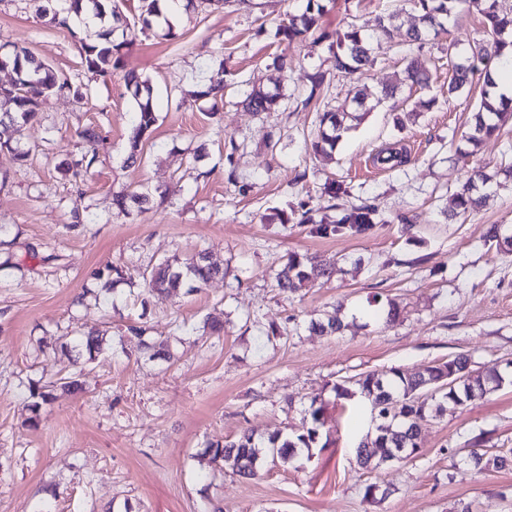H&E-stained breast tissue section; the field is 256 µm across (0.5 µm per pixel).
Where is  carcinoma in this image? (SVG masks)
Returning a JSON list of instances; mask_svg holds the SVG:
<instances>
[{"label": "carcinoma", "mask_w": 512, "mask_h": 512, "mask_svg": "<svg viewBox=\"0 0 512 512\" xmlns=\"http://www.w3.org/2000/svg\"><path fill=\"white\" fill-rule=\"evenodd\" d=\"M418 13L419 25L407 31L412 44H421L429 36H437L447 31L449 23L457 20L464 7L472 4L479 7L485 24L486 34L492 39L488 46H481L471 55L462 57L454 63L448 78V94L455 95L465 91L473 82L474 76L483 73V85L480 104L474 115V124L466 140L476 146L483 140L493 137L498 129V121L506 112H512V99H507L495 91L492 78V65L506 57L512 61V5L504 6L506 0H410ZM325 10L323 0H307L304 11L290 18L289 22L277 28L276 37L293 42L305 37L318 28V22ZM99 22H111L106 31L89 32L80 40L79 52L87 70L99 76L112 74L120 63L119 52L122 43L111 40L116 33L127 35L124 18L119 8L112 4L110 8L100 0H52L43 8L45 24L55 28H71V23L82 22L87 17ZM159 16L158 0H140V18L143 26L152 28L153 21ZM394 16L378 20L375 32L368 34L354 25L336 34L329 48L333 50L335 68L339 72L353 74L373 62L374 48L391 37ZM7 56L15 67L20 84L19 92L5 102L13 110L0 116V153L7 152L13 159L25 162L29 152L14 145L13 134L19 128L36 118L41 103L50 96L77 91L74 84L51 69H44L34 62L25 49H14ZM429 76L426 71L412 63L403 69L399 83L375 95L362 90L356 96L354 105L342 106L335 112H322L318 116V130L312 141L315 153L335 150L344 135L357 128L365 117L361 112L368 99L375 105L394 97L403 88L425 86ZM127 89L136 103L134 112L133 146H138L142 136L156 123L153 107V86L151 82L134 73L125 75ZM242 104L252 112H269L282 106V95L271 93L261 87H254L246 94ZM79 138L85 144L81 159L71 169L72 180L79 183L84 180L99 158V147L103 144L99 129L87 126L79 132ZM377 162L393 168L407 162V155L395 149L380 152ZM491 181V177L481 170H475L467 178L452 198V210L466 213L481 203V190ZM301 224L313 225L317 234L329 236L343 232L363 234L378 223L373 211L367 207H353L334 221L322 219L314 221L305 211L299 219ZM335 273V265L328 259L310 257L305 260L292 255L276 276L277 287L283 292H294L306 288L317 275L330 276ZM224 274V267L205 253H199L185 261L177 257L168 259L154 267L148 273V292L158 296H173L181 289L193 290ZM106 336L100 332L90 333L78 341L87 360L93 361L105 350ZM456 370L458 374L448 379V386L437 394H430L433 381L440 379L445 372ZM505 378L495 367L473 370L469 360L458 356L444 364L429 365L423 370L408 373L400 369L391 370L386 378L376 373H368L355 381L357 391L346 386L335 387L339 398H348L360 394L370 408L372 420L376 422V437L371 440L374 452L367 447L357 448V462L367 466L372 460L377 462H399L400 448H417L421 426L432 416L443 411L444 405H464L488 391L500 387ZM32 416L30 425L38 426L40 409L51 398L47 386H30ZM309 421L303 423L302 431L291 435L273 433L268 438V450L272 459L288 461L299 448H309L318 437V427L323 424L322 407H310ZM208 454L216 465L229 464L241 476L255 474L260 453L249 434L225 443H212ZM468 459L474 468L482 472L489 467L502 468L507 459L502 456H488L476 450L468 453Z\"/></svg>", "instance_id": "cac0c4a2"}]
</instances>
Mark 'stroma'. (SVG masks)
Here are the masks:
<instances>
[{"mask_svg":"<svg viewBox=\"0 0 512 512\" xmlns=\"http://www.w3.org/2000/svg\"><path fill=\"white\" fill-rule=\"evenodd\" d=\"M43 4L0 0V43L25 47L87 95L51 97L16 134L25 166L0 154V224L14 239L0 245V512H512V467L480 472L467 460L473 448L512 449V385L425 422L416 457L374 468L354 453L375 434L368 407L335 392L368 373L415 372L460 354L472 368L512 373V252L487 239L491 227L512 230L503 175L512 119L460 157L481 85L447 93L452 64L484 39L482 16L464 12L447 34L410 49L409 0H325L320 29L330 34L351 24L370 33L379 17H397L372 64L348 75L334 69L328 41L276 37L306 0H202L174 21L172 39L142 30L138 0H118L127 43L103 78L81 64L85 27L46 26ZM279 55L292 59L288 71L274 70ZM411 59L428 71V87L371 110L333 156L313 155L306 141L317 113L395 84ZM129 71L150 79L157 115L133 165ZM317 71L325 82L314 94ZM218 72L220 105L205 94ZM255 85L279 88L287 108H243ZM412 109L415 120L397 130L396 114ZM89 125L104 145L75 186L60 167L80 156L78 132ZM230 138L243 145L231 161ZM394 147L407 163L375 164ZM475 168L493 178L485 201L449 219V196ZM329 180L346 195L323 196ZM131 192L149 204L120 213L114 197ZM303 203L332 220L367 205L381 222L321 237L307 224L266 220ZM202 251L223 260L224 277L170 299L147 295L148 266ZM291 255L334 259L336 272L280 293L275 274ZM108 263L122 279L105 291L92 273ZM391 300L400 316L388 322L379 311ZM332 312L341 333L311 331ZM208 318L223 322V336L205 333ZM131 322L146 328L144 339L126 335ZM103 327L108 349L84 362L78 339ZM159 338L173 359L151 357L146 345ZM73 359L83 393L56 389L29 427L30 383L53 385ZM313 403L324 408L317 442L288 462L267 460L242 477L204 454L245 431L260 443L293 433Z\"/></svg>","mask_w":512,"mask_h":512,"instance_id":"stroma-1","label":"stroma"}]
</instances>
